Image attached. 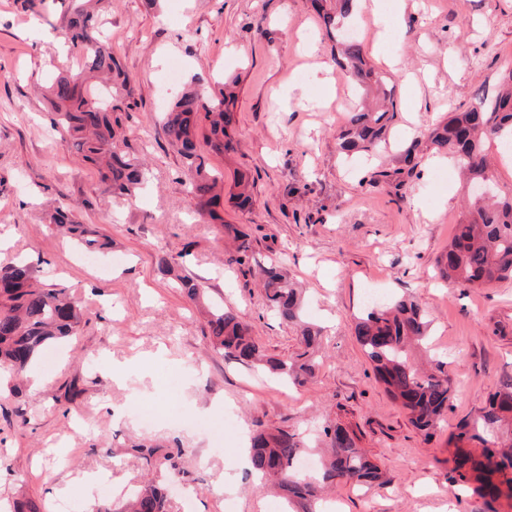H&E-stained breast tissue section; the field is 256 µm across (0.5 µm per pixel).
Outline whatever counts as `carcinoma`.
<instances>
[{
  "label": "carcinoma",
  "mask_w": 512,
  "mask_h": 512,
  "mask_svg": "<svg viewBox=\"0 0 512 512\" xmlns=\"http://www.w3.org/2000/svg\"><path fill=\"white\" fill-rule=\"evenodd\" d=\"M358 0H313L326 27L340 25L357 8ZM95 0H63L64 37L78 60V67L60 71L48 87L51 124L64 130L69 144L99 173L104 191L119 199H132L149 181V171L127 151L123 115L135 106L131 80L103 36ZM336 66L348 82L362 90L361 106L351 113L336 135L340 153L370 154L380 148L396 116L390 78L370 64L364 44L357 38L336 40ZM104 88L107 98L97 102L92 95ZM233 92L215 97L191 87L178 96L165 112L161 132L175 147L192 173L188 184L192 198L208 206L219 204L214 193L219 173L198 162L199 120L205 118L203 136L212 149L231 148L229 129L235 123L230 109ZM429 138L437 149L451 151L473 184L488 188L471 196L448 248L438 257L441 277L463 289L488 288L512 278V198L501 197L493 184L485 156V144L512 141V69L503 77V91L475 107L448 113V119L433 128ZM230 198L237 208L253 205L252 184L241 172L233 182ZM49 223L61 226L86 252H104L112 239L73 219V206L60 204L49 213ZM233 246L224 251V267L240 268L253 259V243L245 231L223 225ZM264 290L267 305L288 324L297 327L303 350L290 359L262 354L251 326L237 314L212 304L207 325L213 348L242 365L263 363L273 376L304 386L316 377L319 362L313 356L322 329L303 319L297 289L275 263L254 270ZM83 309L65 288L43 285L33 264L24 261L0 263V370L16 378L25 376L41 355L54 345L78 334ZM355 335L374 365L387 395L406 412L409 422L430 435L448 409L451 380L447 363L421 371L409 358L412 346L427 343L430 320L419 304L399 300L382 308L366 310L357 318ZM512 434V381L490 394L485 405L453 435L455 448L451 481L474 482L479 495L512 501V440L495 451L494 440ZM328 454L320 476L301 473L296 463L305 441L296 431L264 430L252 436V470L277 483L297 497L317 496L320 489L336 482L373 483L381 478L379 467L357 447L355 436L340 425L324 429ZM164 487L149 484L136 491L120 512H167Z\"/></svg>",
  "instance_id": "cac0c4a2"
}]
</instances>
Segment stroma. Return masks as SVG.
Returning <instances> with one entry per match:
<instances>
[{"label": "stroma", "instance_id": "35a3bbf8", "mask_svg": "<svg viewBox=\"0 0 512 512\" xmlns=\"http://www.w3.org/2000/svg\"><path fill=\"white\" fill-rule=\"evenodd\" d=\"M112 50L132 78L128 143L151 171L136 201L104 193L97 172L50 127L35 85L75 65L48 20L0 0V257L34 264L39 279L76 295L88 322L53 363L38 362L21 389L0 375V500L42 512H101L152 480L168 512H310L258 483L251 435L294 430L320 455L323 430L339 424L381 468L385 485L340 483L326 497L338 512H512L452 483L448 440L487 395L512 378V279L462 290L436 277V259L455 234L468 189L454 160L436 161L427 135L448 113L494 97L512 68V0H405L388 11L378 39L368 8L350 22L377 69L395 57L397 117L371 164L348 161L336 135L359 102L332 63V43L311 0H105ZM179 83L158 90L172 60ZM209 92L237 78L234 152H197L232 186L254 182L250 211L222 199L219 214L253 239L256 260L281 258L303 289L304 318L325 329L317 377L301 387L230 361L213 349L204 316L176 286L200 284L207 302L249 322L277 358L299 349L296 329L266 305L250 274L224 269V235L187 194L189 173L158 126L192 77ZM421 156L412 174L402 155ZM395 171L375 180L378 170ZM76 204V218L108 234L97 265L46 221L49 204ZM174 274L161 273L159 252ZM382 303L406 296L433 320L428 348L413 362L449 361L453 380L441 424L424 435L378 382L354 332L366 289ZM223 483V495L212 493Z\"/></svg>", "mask_w": 512, "mask_h": 512}]
</instances>
